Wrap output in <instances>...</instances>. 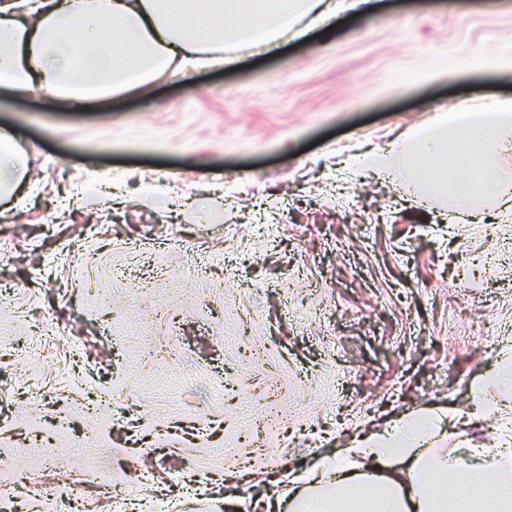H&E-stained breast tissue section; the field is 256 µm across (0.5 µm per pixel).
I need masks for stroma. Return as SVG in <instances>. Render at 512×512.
<instances>
[{
  "instance_id": "1",
  "label": "stroma",
  "mask_w": 512,
  "mask_h": 512,
  "mask_svg": "<svg viewBox=\"0 0 512 512\" xmlns=\"http://www.w3.org/2000/svg\"><path fill=\"white\" fill-rule=\"evenodd\" d=\"M235 51L113 111L0 105L31 175L23 206L0 202V497L20 512L63 492L237 512L402 414L499 394L512 222L407 182L399 135L512 97V0H376ZM91 182L113 201L67 202Z\"/></svg>"
}]
</instances>
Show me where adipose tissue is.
Segmentation results:
<instances>
[{"instance_id": "ef3b65f1", "label": "adipose tissue", "mask_w": 512, "mask_h": 512, "mask_svg": "<svg viewBox=\"0 0 512 512\" xmlns=\"http://www.w3.org/2000/svg\"><path fill=\"white\" fill-rule=\"evenodd\" d=\"M238 0H0V93L33 89L73 110L141 94L187 70L223 65L225 46L263 53L303 36L306 21L336 14L334 0H260L228 22ZM512 126V99H493L453 119L435 117L411 149L408 178L434 192L456 186L464 212L512 200V171L488 157ZM26 159L0 129V189L25 192ZM440 412H411L335 458L289 475L253 512H512V420L492 448L435 452Z\"/></svg>"}]
</instances>
